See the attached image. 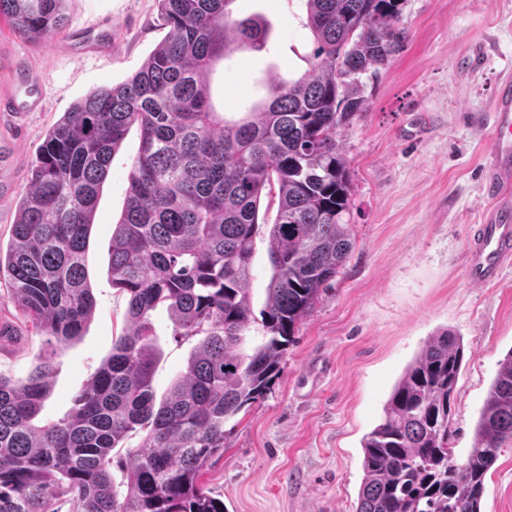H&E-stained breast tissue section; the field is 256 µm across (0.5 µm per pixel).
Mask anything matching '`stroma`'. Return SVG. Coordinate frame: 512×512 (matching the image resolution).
Instances as JSON below:
<instances>
[{"label": "stroma", "mask_w": 512, "mask_h": 512, "mask_svg": "<svg viewBox=\"0 0 512 512\" xmlns=\"http://www.w3.org/2000/svg\"><path fill=\"white\" fill-rule=\"evenodd\" d=\"M69 27L108 17L111 55L75 59L61 36L36 44L0 21V91L37 85L43 107L0 117V241L9 242L29 168L46 132L94 90L135 74L165 37L156 0H66ZM233 15L256 16L262 50L236 52L210 75L216 105L239 118L267 100L273 81L313 63L307 0H233ZM406 38L367 82L366 111L336 130L350 168L353 248L315 308L295 330L265 398L225 426L224 452L201 478L225 512H355L363 439L383 419L390 393L442 329L465 355L450 418V446L465 458L501 362L512 352V265L493 286L465 276L464 255L486 200L481 168L491 136V100L512 66V0H402ZM138 128L113 152L99 192L86 254L94 314L57 355L42 419L63 417L74 395L112 352L127 299L112 286V229L125 207ZM153 330L161 350L154 375L164 396L192 343L173 334L166 309ZM0 375L25 378L45 350L0 282ZM481 512H512V447L488 471Z\"/></svg>", "instance_id": "35a3bbf8"}]
</instances>
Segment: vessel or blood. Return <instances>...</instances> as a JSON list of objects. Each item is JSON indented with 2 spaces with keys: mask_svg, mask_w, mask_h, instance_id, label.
<instances>
[{
  "mask_svg": "<svg viewBox=\"0 0 512 512\" xmlns=\"http://www.w3.org/2000/svg\"><path fill=\"white\" fill-rule=\"evenodd\" d=\"M63 47L71 55L112 51V22L98 19L69 33ZM41 96L15 88L0 93V113L22 117L40 110ZM488 203L481 224L471 234L465 254V273L475 285L498 283L512 261V74H503L492 99V143L483 163Z\"/></svg>",
  "mask_w": 512,
  "mask_h": 512,
  "instance_id": "1",
  "label": "vessel or blood"
}]
</instances>
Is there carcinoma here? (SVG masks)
<instances>
[{
	"instance_id": "obj_1",
	"label": "carcinoma",
	"mask_w": 512,
	"mask_h": 512,
	"mask_svg": "<svg viewBox=\"0 0 512 512\" xmlns=\"http://www.w3.org/2000/svg\"><path fill=\"white\" fill-rule=\"evenodd\" d=\"M66 0H0V19L36 42L67 26ZM232 0H158L164 41L124 83L99 89L48 130L31 164L0 280L34 333L57 349L94 311L86 265L96 201L112 152L140 131L126 204L112 230V286L127 296L112 354L63 419L35 423L55 353L21 380L0 376V512H224L201 477L224 453L225 425L263 399L297 324L353 247L349 170L336 129L367 111L363 77L404 38L401 0H307L310 72L276 82L257 112L229 120L208 75L234 51L267 39ZM276 193L273 223L261 199ZM266 232L272 275L262 342L242 349L254 322V238ZM167 308L175 335L196 339L181 377L156 401L151 314ZM464 360L460 337L430 340L363 439L356 512H480L487 472L512 443V352L492 383L468 456L448 443ZM133 433L136 448H124Z\"/></svg>"
}]
</instances>
